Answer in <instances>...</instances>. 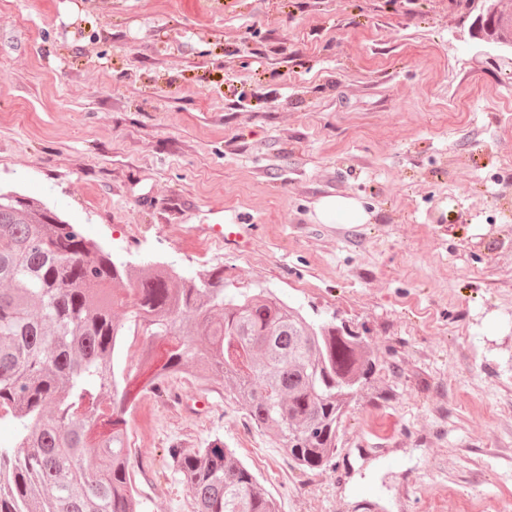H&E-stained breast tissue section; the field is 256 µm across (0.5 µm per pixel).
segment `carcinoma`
Segmentation results:
<instances>
[{"label":"carcinoma","instance_id":"1","mask_svg":"<svg viewBox=\"0 0 512 512\" xmlns=\"http://www.w3.org/2000/svg\"><path fill=\"white\" fill-rule=\"evenodd\" d=\"M482 40L512 44V0H491ZM126 263L39 201L0 192V512H142L125 429L132 384L157 393L192 367L220 378L250 423L304 471L336 455L344 418L374 363L361 334L318 321L265 288L229 294L224 268L186 276L146 263L134 288ZM125 309L123 318L112 308ZM167 345L141 354L146 370L120 379L122 337ZM169 465L194 512H279L274 498L216 439L172 442Z\"/></svg>","mask_w":512,"mask_h":512}]
</instances>
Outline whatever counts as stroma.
<instances>
[{
    "label": "stroma",
    "mask_w": 512,
    "mask_h": 512,
    "mask_svg": "<svg viewBox=\"0 0 512 512\" xmlns=\"http://www.w3.org/2000/svg\"><path fill=\"white\" fill-rule=\"evenodd\" d=\"M476 2L0 0V190L371 342L328 466L280 482L258 433L280 512H512V54ZM126 420L143 512H193L171 442L250 428L186 370ZM322 217L329 222L361 224L365 218L361 207L351 199L332 198L322 205Z\"/></svg>",
    "instance_id": "1"
}]
</instances>
